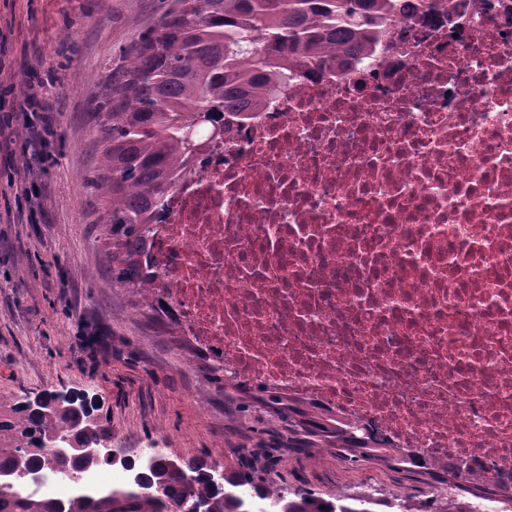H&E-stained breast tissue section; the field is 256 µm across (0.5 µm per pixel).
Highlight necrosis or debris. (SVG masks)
<instances>
[{
    "label": "necrosis or debris",
    "instance_id": "necrosis-or-debris-1",
    "mask_svg": "<svg viewBox=\"0 0 512 512\" xmlns=\"http://www.w3.org/2000/svg\"><path fill=\"white\" fill-rule=\"evenodd\" d=\"M152 214L146 298L212 367L512 481V0L397 14L227 126Z\"/></svg>",
    "mask_w": 512,
    "mask_h": 512
}]
</instances>
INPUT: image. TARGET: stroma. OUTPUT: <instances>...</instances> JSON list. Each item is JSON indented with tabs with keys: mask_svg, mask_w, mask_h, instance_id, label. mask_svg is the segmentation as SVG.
Listing matches in <instances>:
<instances>
[{
	"mask_svg": "<svg viewBox=\"0 0 512 512\" xmlns=\"http://www.w3.org/2000/svg\"><path fill=\"white\" fill-rule=\"evenodd\" d=\"M177 0H0V398L82 392L125 454L156 453L323 498L425 503L424 476L296 447L288 420L215 379L112 280L94 186L111 79ZM36 86L50 125L15 101Z\"/></svg>",
	"mask_w": 512,
	"mask_h": 512,
	"instance_id": "stroma-1",
	"label": "stroma"
}]
</instances>
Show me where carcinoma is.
Instances as JSON below:
<instances>
[{
	"label": "carcinoma",
	"mask_w": 512,
	"mask_h": 512,
	"mask_svg": "<svg viewBox=\"0 0 512 512\" xmlns=\"http://www.w3.org/2000/svg\"><path fill=\"white\" fill-rule=\"evenodd\" d=\"M404 9L402 0H180V9L142 39L120 80L109 87L97 187L107 202L101 223L112 239L113 279L143 297L139 255L151 210L207 144L195 129L198 111L209 116L211 126L242 122L281 83L343 55L370 53L388 21ZM262 399L279 406L305 434L335 438L336 457L344 462L389 457L405 471L416 468L407 450L379 447L373 435L327 409L275 390L263 391ZM70 405L53 392L27 403L0 399V479L105 463L95 454L71 456L43 447L62 432L75 435L79 444L106 433L92 417L93 407L81 425ZM451 475L448 485L473 488L474 498L512 504V485ZM250 481L232 474L220 491L203 467L173 469L163 457L147 477L150 494L78 491L56 501L28 496L16 485L0 489V512H186L191 505L198 512H240L238 489ZM272 497L288 502V512H421L411 508L407 494L391 500L338 494L332 501L279 486Z\"/></svg>",
	"instance_id": "cac0c4a2"
}]
</instances>
